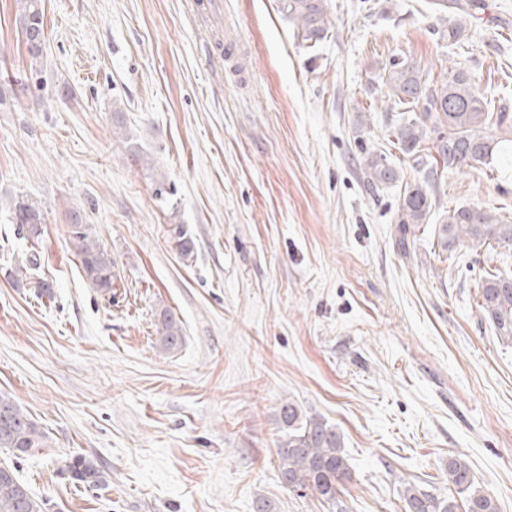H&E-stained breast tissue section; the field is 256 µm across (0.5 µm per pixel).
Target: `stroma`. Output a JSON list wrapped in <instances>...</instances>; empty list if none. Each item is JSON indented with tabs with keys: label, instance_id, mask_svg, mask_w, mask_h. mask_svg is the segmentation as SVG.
I'll use <instances>...</instances> for the list:
<instances>
[{
	"label": "stroma",
	"instance_id": "stroma-1",
	"mask_svg": "<svg viewBox=\"0 0 512 512\" xmlns=\"http://www.w3.org/2000/svg\"><path fill=\"white\" fill-rule=\"evenodd\" d=\"M193 2L43 0L34 60L22 0H0V394L49 437L21 481L46 512H407L405 484L453 495L456 457L512 512V341L478 307L512 249L435 234L460 205L512 220V125L490 166L432 172L393 148L400 114L382 106L392 59L437 80L456 61L512 113V0H326L312 49L280 0H223L208 28ZM365 148L400 182L369 191ZM424 179L436 207L403 252V185ZM73 209L116 262L113 296L84 277ZM288 400L344 437L335 503L280 483ZM76 456L102 485L73 483ZM16 224H20L22 231L27 232L30 239H39L42 235V218L39 208L35 205L18 203L15 205ZM157 332L160 337V343L164 350L170 351L181 346L183 340V329L180 320L175 314L164 309L160 312L158 318Z\"/></svg>",
	"mask_w": 512,
	"mask_h": 512
}]
</instances>
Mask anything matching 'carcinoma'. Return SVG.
<instances>
[{
	"instance_id": "1",
	"label": "carcinoma",
	"mask_w": 512,
	"mask_h": 512,
	"mask_svg": "<svg viewBox=\"0 0 512 512\" xmlns=\"http://www.w3.org/2000/svg\"><path fill=\"white\" fill-rule=\"evenodd\" d=\"M282 11L294 26L297 41L312 48L329 31L325 0H281ZM44 31L41 0H24L22 33ZM385 84L394 107L414 113L393 130V143L402 153L420 159L427 131H432L435 163L442 167L480 168L489 165L497 142L490 129L503 125L507 112L492 111L490 102L473 84L468 72L455 64L439 81L422 78L417 66L401 60L390 62ZM360 168L367 186L376 189L400 181L398 171L386 155L371 151L362 157ZM432 196L418 182L405 183L398 210L401 233L409 226L426 224L432 213ZM16 223L30 239L42 235L41 212L34 205H15ZM438 243L445 250L458 245L471 249L488 246L512 248V223L481 206H461L448 210L443 223L436 225ZM71 247L79 257L86 280L98 291L112 292L117 278L112 255L101 247L86 224L72 216ZM479 303L483 314L497 333L512 339V278L494 273L482 280ZM157 332L163 349L181 346L183 329L175 314L164 309L158 318ZM282 435L277 442L278 470L284 488L304 496L308 493L329 504L336 502L338 485L349 479L343 454V437L328 420L303 413L295 403H284L279 411ZM49 447L47 436L35 421L10 397L0 395V448L13 455L28 456L38 448ZM70 478L86 487L102 483L101 471L93 461L75 457L67 465ZM448 482L458 494L436 496L415 484L404 487L403 497L409 512H498L496 501L488 494L471 491L473 475L468 464L448 459ZM0 512H45V503L33 498L11 468L0 471Z\"/></svg>"
}]
</instances>
